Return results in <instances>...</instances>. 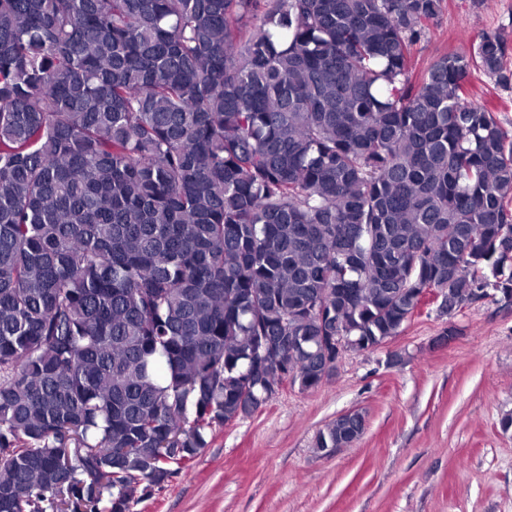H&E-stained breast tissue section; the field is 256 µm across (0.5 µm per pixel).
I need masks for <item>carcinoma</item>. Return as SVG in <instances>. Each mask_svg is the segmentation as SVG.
Masks as SVG:
<instances>
[{"label":"carcinoma","instance_id":"cac0c4a2","mask_svg":"<svg viewBox=\"0 0 512 512\" xmlns=\"http://www.w3.org/2000/svg\"><path fill=\"white\" fill-rule=\"evenodd\" d=\"M442 8L0 0V512H131L327 337L512 293L508 38L418 72Z\"/></svg>","mask_w":512,"mask_h":512}]
</instances>
